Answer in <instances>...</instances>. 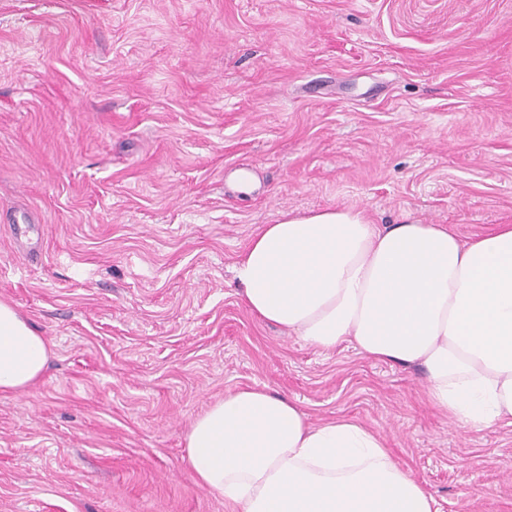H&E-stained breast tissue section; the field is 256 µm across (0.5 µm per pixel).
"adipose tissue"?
<instances>
[{"instance_id": "1", "label": "adipose tissue", "mask_w": 512, "mask_h": 512, "mask_svg": "<svg viewBox=\"0 0 512 512\" xmlns=\"http://www.w3.org/2000/svg\"><path fill=\"white\" fill-rule=\"evenodd\" d=\"M248 311L306 343L421 369L433 408L512 427V225L464 242L445 224H373L355 208L284 215L234 264ZM49 343L0 300V392L43 373ZM189 464L237 512H440L383 436L242 387L191 423Z\"/></svg>"}]
</instances>
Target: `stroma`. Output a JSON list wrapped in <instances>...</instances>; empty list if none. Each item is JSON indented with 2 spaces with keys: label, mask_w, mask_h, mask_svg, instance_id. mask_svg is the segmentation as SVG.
Masks as SVG:
<instances>
[{
  "label": "stroma",
  "mask_w": 512,
  "mask_h": 512,
  "mask_svg": "<svg viewBox=\"0 0 512 512\" xmlns=\"http://www.w3.org/2000/svg\"><path fill=\"white\" fill-rule=\"evenodd\" d=\"M350 207L512 224V0H0V300L51 344L0 393V512H235L185 435L245 386L381 432L441 512H512V427L245 308L262 225Z\"/></svg>",
  "instance_id": "obj_1"
}]
</instances>
